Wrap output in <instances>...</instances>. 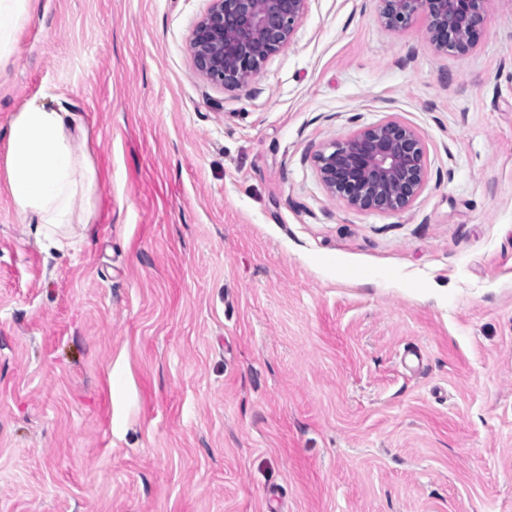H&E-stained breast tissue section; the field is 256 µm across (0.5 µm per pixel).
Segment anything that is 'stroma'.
Instances as JSON below:
<instances>
[{
  "label": "stroma",
  "mask_w": 512,
  "mask_h": 512,
  "mask_svg": "<svg viewBox=\"0 0 512 512\" xmlns=\"http://www.w3.org/2000/svg\"><path fill=\"white\" fill-rule=\"evenodd\" d=\"M208 6L35 0L0 65V512H512V0L463 53L310 0L232 93ZM31 104L98 172L61 249L8 187ZM389 119L425 185L351 208L314 157Z\"/></svg>",
  "instance_id": "1"
}]
</instances>
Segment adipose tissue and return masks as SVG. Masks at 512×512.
<instances>
[{"instance_id":"ef3b65f1","label":"adipose tissue","mask_w":512,"mask_h":512,"mask_svg":"<svg viewBox=\"0 0 512 512\" xmlns=\"http://www.w3.org/2000/svg\"><path fill=\"white\" fill-rule=\"evenodd\" d=\"M33 0H0V65L8 62ZM85 131L65 109L31 105L8 130L7 180L18 213L50 244L61 246L74 224L90 219L97 172L77 152Z\"/></svg>"}]
</instances>
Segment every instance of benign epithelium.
I'll use <instances>...</instances> for the list:
<instances>
[{"label": "benign epithelium", "instance_id": "obj_1", "mask_svg": "<svg viewBox=\"0 0 512 512\" xmlns=\"http://www.w3.org/2000/svg\"><path fill=\"white\" fill-rule=\"evenodd\" d=\"M310 0H210L193 27L189 52L198 74L228 92L245 87L265 62L288 46ZM392 31L419 17L439 49L462 53L480 39L488 0H378ZM330 194L359 210L399 211L427 177L423 138L396 120L354 131L316 156Z\"/></svg>", "mask_w": 512, "mask_h": 512}]
</instances>
